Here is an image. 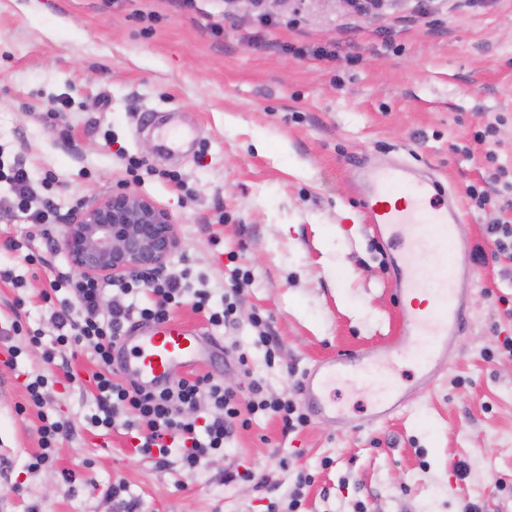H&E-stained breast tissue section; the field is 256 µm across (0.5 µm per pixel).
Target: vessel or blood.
Listing matches in <instances>:
<instances>
[{"mask_svg": "<svg viewBox=\"0 0 512 512\" xmlns=\"http://www.w3.org/2000/svg\"><path fill=\"white\" fill-rule=\"evenodd\" d=\"M372 179L373 190L363 209L390 253L393 292L403 325L388 344L322 360L306 371L305 409L332 420L344 416L332 391L342 378L355 384L382 383L372 404L371 421L399 412L407 388L388 375L389 364L411 363L416 381L433 383L445 364L449 339L462 336L468 320L452 272L430 277L420 261L424 255L450 253L458 236L454 215L440 203L436 183L408 180L396 166L374 173ZM201 358L200 338L186 325L140 321L116 344L113 364L125 382L157 388L169 383L176 368L195 365Z\"/></svg>", "mask_w": 512, "mask_h": 512, "instance_id": "vessel-or-blood-1", "label": "vessel or blood"}]
</instances>
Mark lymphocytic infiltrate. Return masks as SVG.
<instances>
[{
  "label": "lymphocytic infiltrate",
  "mask_w": 512,
  "mask_h": 512,
  "mask_svg": "<svg viewBox=\"0 0 512 512\" xmlns=\"http://www.w3.org/2000/svg\"><path fill=\"white\" fill-rule=\"evenodd\" d=\"M18 211L34 223H50L54 204L50 198L38 197L22 163L10 170L0 169ZM52 292L61 293L54 312L58 330L54 348L44 350L46 362H54L58 352L87 349L98 365L92 375L96 409L89 417L95 428H111L117 413L127 416L126 427L132 432L141 452L166 459L171 449L181 451L186 468H196L203 457L223 452L235 429L249 428L252 415H277L285 430L305 427L309 418L287 397L266 395L259 380H252L247 393L240 394L214 382L210 375L184 377L157 392H146L123 382L112 367V350L131 316L144 321L168 320L172 307L180 305L186 284L182 276H169L148 286L151 298L147 305L132 308L114 306L102 309L103 285L99 280L60 272L48 281ZM45 376H36L26 385L30 404L39 410L40 451L30 463L38 470L52 462L59 436L69 429L67 423L52 419L43 412Z\"/></svg>",
  "instance_id": "lymphocytic-infiltrate-1"
}]
</instances>
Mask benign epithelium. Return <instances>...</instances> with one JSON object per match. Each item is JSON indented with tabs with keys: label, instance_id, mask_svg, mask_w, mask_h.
Returning a JSON list of instances; mask_svg holds the SVG:
<instances>
[{
	"label": "benign epithelium",
	"instance_id": "7a95c632",
	"mask_svg": "<svg viewBox=\"0 0 512 512\" xmlns=\"http://www.w3.org/2000/svg\"><path fill=\"white\" fill-rule=\"evenodd\" d=\"M63 223L61 247L85 278L158 274L179 247L168 212L126 185L82 200Z\"/></svg>",
	"mask_w": 512,
	"mask_h": 512
}]
</instances>
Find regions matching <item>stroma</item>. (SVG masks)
Here are the masks:
<instances>
[{"instance_id":"stroma-1","label":"stroma","mask_w":512,"mask_h":512,"mask_svg":"<svg viewBox=\"0 0 512 512\" xmlns=\"http://www.w3.org/2000/svg\"><path fill=\"white\" fill-rule=\"evenodd\" d=\"M326 46L334 60L310 49ZM305 56H297V49ZM69 98L67 127L51 111ZM498 133L475 140L486 123ZM191 131L162 151L153 129ZM145 159L139 180L126 160ZM0 157L25 162L33 184L46 173L58 222L38 228L0 207V328L14 316L42 335L0 342V455L8 461L0 512H512V261L478 264L497 210L472 208L465 189L512 167V0H384L357 13L345 0H0ZM403 163L437 181L459 224L448 262L464 288L468 326L448 343L434 384L410 387L400 412L368 421L375 387L340 383L346 418H311L284 432L274 417L238 431L225 452L183 467L142 455L125 415L110 432L91 427L89 352L42 358L58 334L45 302L47 267L69 270L57 249L65 216L118 183L167 210L180 248L166 269H189L221 305L230 272L250 271L237 323L212 327L192 298L171 320L209 344L202 372L245 391L236 363L250 356L268 394L300 397L304 371L394 336L400 314L385 247L366 223L370 170ZM38 232L46 267L27 265L12 242ZM269 317L274 365L254 343L253 314ZM20 352L10 358L7 347ZM45 373V411L68 422L51 466L39 450L27 381ZM25 413H18V405ZM256 481L225 483L227 470ZM314 482L298 487L299 473ZM124 481L121 499L108 493Z\"/></svg>"}]
</instances>
